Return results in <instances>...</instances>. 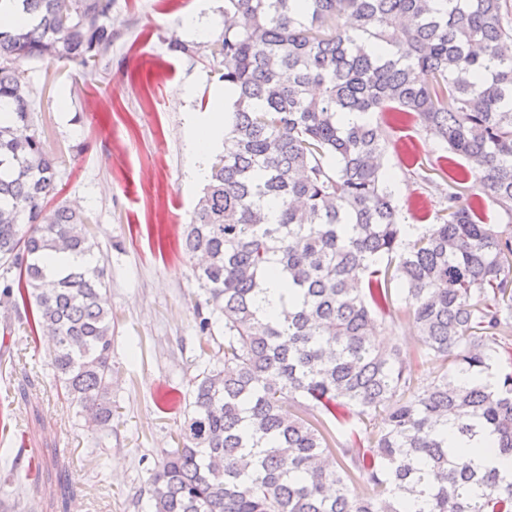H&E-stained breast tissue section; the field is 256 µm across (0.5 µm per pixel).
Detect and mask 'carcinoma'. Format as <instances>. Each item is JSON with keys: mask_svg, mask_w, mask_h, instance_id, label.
<instances>
[{"mask_svg": "<svg viewBox=\"0 0 512 512\" xmlns=\"http://www.w3.org/2000/svg\"><path fill=\"white\" fill-rule=\"evenodd\" d=\"M113 0H0V303L53 336L57 386L89 427L112 423V312L87 217L57 196L21 63L97 65ZM169 48L222 66L224 146L185 225L199 357L153 512H512V0H224V32ZM396 112L460 156L476 200L441 190L408 239L383 169ZM288 281L273 315L259 305ZM400 287L414 357L377 343ZM434 372L419 387L423 368ZM494 371L495 382L482 381ZM489 436L480 467L468 445ZM360 481L366 493L353 496Z\"/></svg>", "mask_w": 512, "mask_h": 512, "instance_id": "1", "label": "carcinoma"}]
</instances>
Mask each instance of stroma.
<instances>
[{"mask_svg": "<svg viewBox=\"0 0 512 512\" xmlns=\"http://www.w3.org/2000/svg\"><path fill=\"white\" fill-rule=\"evenodd\" d=\"M224 0H114L112 53L97 65L29 61L38 128L59 156L58 198L81 206L107 270L112 311V431L92 434L57 389L48 344L0 329V512H151L147 485L175 445L194 378L222 350L199 360L194 262L169 250L189 223L202 183L191 180L186 141L224 106L220 71L207 57L169 50L171 40L207 43L223 30ZM197 18V31L183 27ZM108 101L107 111L93 107ZM385 167L410 237L440 208L421 163L444 157L426 133L385 118ZM40 478L26 475L28 458Z\"/></svg>", "mask_w": 512, "mask_h": 512, "instance_id": "1", "label": "stroma"}]
</instances>
